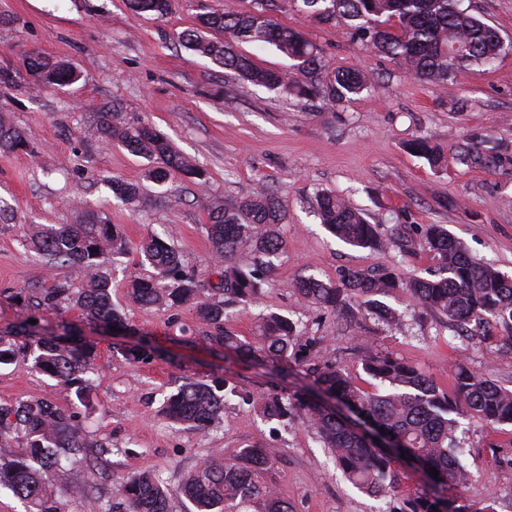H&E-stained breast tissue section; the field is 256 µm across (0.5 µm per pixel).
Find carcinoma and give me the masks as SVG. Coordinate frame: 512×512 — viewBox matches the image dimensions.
<instances>
[{
	"label": "carcinoma",
	"mask_w": 512,
	"mask_h": 512,
	"mask_svg": "<svg viewBox=\"0 0 512 512\" xmlns=\"http://www.w3.org/2000/svg\"><path fill=\"white\" fill-rule=\"evenodd\" d=\"M315 17L349 22L363 46L397 60L419 80L440 86L467 66H488L511 43L502 41L497 29L472 15L463 0H302ZM137 13L163 17L173 0H128ZM246 13L211 11L197 16L195 27L179 35L180 43L194 54L210 59L242 79L269 90L334 107L371 86L368 76L356 68L325 71L318 46L301 32L271 18L275 0H254ZM272 45L292 61L286 71L257 66L239 51V45ZM22 68L29 85L41 88L74 83L76 69L54 61L37 51L25 53ZM94 127L105 143L117 142L151 163L148 177L158 185L173 173L201 180L204 171L178 153L170 141L149 123L129 122L120 107L94 113ZM0 149H30L26 136L0 122ZM408 150L432 167L443 159V148L420 136ZM112 195L126 203L135 202L139 185L113 178L108 181ZM320 223L351 247L384 250L380 225L371 223L361 210L332 192L316 195ZM208 232L212 250L224 261L220 283H206L204 270H190L180 253L167 240L150 235L136 246L141 263L153 268V275L131 282L129 300L140 306L162 305L177 309L192 304L198 319L208 327L202 339L208 345L255 360H312L308 371L313 385L328 398L365 414L401 442L399 451L419 462L426 472L436 468L437 486L464 488L467 472L459 461L453 433L463 417L491 423L512 422V390L460 369L454 390L441 391L415 366L386 355L368 354L362 359L363 372L379 388L367 392L355 380L324 356L295 353L301 338L298 325L280 314L261 318L258 336L242 339L224 330L227 309L254 302L268 282L274 259L284 249L277 232L285 214L274 193L261 189L233 203L213 202L209 207ZM424 239L440 275L434 279L405 280L395 267L375 274L360 270L346 272L333 286L315 278L299 283V294L316 304L353 315L371 312L389 325L400 320L396 310L382 298L398 288L427 310L463 327L472 321L489 328L501 325L508 335L500 347L512 349V276L482 264L469 255L442 224L424 225ZM30 246L51 268H69L79 275L82 288L73 291L66 278L44 291L36 306L56 309L63 302L77 306L86 319L106 328L125 326L121 313L112 308V281L104 272L111 258L122 255L130 245L116 224L90 218L86 224L49 225L30 238ZM243 251L253 263L242 267L235 262ZM95 345L69 335L41 334L21 323L7 336H0V365L18 359L67 390L75 389L80 402L86 401L90 366ZM225 382L187 381L171 393L165 415L171 421L204 430L224 413ZM258 406L269 420L292 414L316 432L347 478L374 495H386L399 487L394 454L372 439L346 425L336 412L304 394L284 395L273 391L261 397ZM88 441L74 416L59 411L49 400L30 404L0 403V487L9 489L29 507V512H59L53 479L68 466L85 463L89 479L73 488L88 503V512H99L95 497L101 462L91 458ZM277 456L275 448H247L233 462L208 460L183 480L180 494L196 512H226L236 501L258 500L263 512H292L290 504L271 487L260 482L259 474ZM113 493L121 497L125 512H167L169 491L149 473L134 474L115 483ZM402 512H443L434 496L407 499Z\"/></svg>",
	"instance_id": "obj_1"
}]
</instances>
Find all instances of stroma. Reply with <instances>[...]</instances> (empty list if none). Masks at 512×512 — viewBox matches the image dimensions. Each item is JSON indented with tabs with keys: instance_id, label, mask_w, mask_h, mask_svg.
<instances>
[{
	"instance_id": "35a3bbf8",
	"label": "stroma",
	"mask_w": 512,
	"mask_h": 512,
	"mask_svg": "<svg viewBox=\"0 0 512 512\" xmlns=\"http://www.w3.org/2000/svg\"><path fill=\"white\" fill-rule=\"evenodd\" d=\"M252 8L253 0H175L172 12L157 19L133 12L126 0H0V68L38 51L81 74L77 83L37 91L23 80L0 87V116L34 147L30 155L0 151V331L33 320L96 344L94 412L84 426L107 448L109 477L99 483L106 512L117 509L113 480L143 472L171 491L170 512H186L187 501L176 495L183 476L204 461L235 460L246 448L278 449L261 480L294 512H401L404 497L431 491L422 472L398 463L400 487L381 498L353 487L299 419L270 421L259 411L256 400L270 389L304 386L298 365L260 366L211 349L191 305L131 303L130 280L149 273L133 250L105 268L124 330L105 332L69 303L53 311L33 304L43 289L71 275L66 268L42 269L26 241L39 225L80 224L93 214L119 225L132 246L151 232L170 236L185 263L202 269L217 262L208 202L240 199L265 186L285 212L279 234L286 246L264 294L231 310L226 330L250 340L259 314L282 313L371 392L376 383L361 365L368 354L405 360L446 392L461 367L512 389V350L479 328L460 336L405 291L386 299L401 314L389 326L371 315L349 321L296 290L311 275L338 284L347 269L393 266L408 277H430L437 263L420 236L425 224L445 225L473 257L512 275V51L491 67H468L432 86L366 50L343 20L323 22L301 0H276L273 19L313 40L328 71L359 68L371 80L368 91L336 107L311 105L243 81L177 40L200 13ZM115 105L164 134L205 172V185L175 175L158 188L146 176L145 158L96 141L94 113ZM420 136L446 148L442 168L431 169L408 151ZM490 140L497 154L469 167L457 162L459 150H484ZM112 177L138 184L139 202L116 199L105 184ZM322 189L365 210L385 236L400 235L401 247L360 249L336 239L313 213ZM142 338L154 348L151 357L124 356ZM216 377L234 390L222 419L199 432L164 418L167 395L186 381ZM44 398L68 414L77 406L73 391L54 386L29 363L0 367V402ZM456 440L472 479L463 490H447L453 507L478 512L490 503L495 512H512V424L470 419Z\"/></svg>"
}]
</instances>
